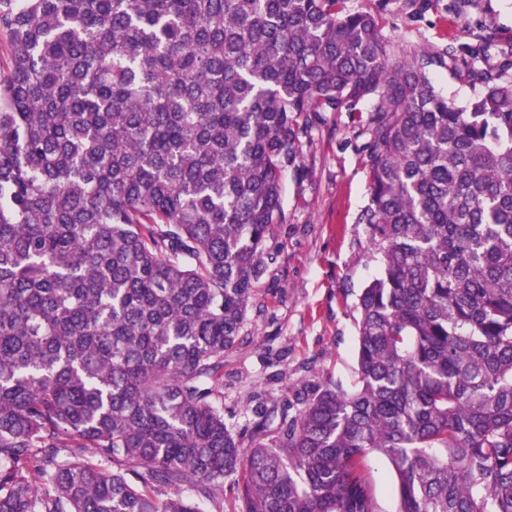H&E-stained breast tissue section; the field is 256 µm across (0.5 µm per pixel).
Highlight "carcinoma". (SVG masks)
Returning <instances> with one entry per match:
<instances>
[{"label": "carcinoma", "instance_id": "obj_1", "mask_svg": "<svg viewBox=\"0 0 512 512\" xmlns=\"http://www.w3.org/2000/svg\"><path fill=\"white\" fill-rule=\"evenodd\" d=\"M0 512H512V43L393 63L348 0H0ZM495 52H490V48ZM371 104L356 379L224 419L282 178ZM279 417L277 429L267 422ZM369 464L379 512H394L397 508V495L393 474L388 462L372 454Z\"/></svg>", "mask_w": 512, "mask_h": 512}]
</instances>
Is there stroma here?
<instances>
[{
    "mask_svg": "<svg viewBox=\"0 0 512 512\" xmlns=\"http://www.w3.org/2000/svg\"><path fill=\"white\" fill-rule=\"evenodd\" d=\"M382 35L395 56L423 52L440 91L466 108L476 88L442 62L449 43H465L480 20L496 25L500 44L512 43V0H474L456 18L448 0H387ZM369 105L324 113L300 170L283 177L286 223L256 285L246 343L224 356V417L258 442L255 412L286 406L289 385L331 376L351 385L356 368L358 297L376 274L366 225L369 199L366 145Z\"/></svg>",
    "mask_w": 512,
    "mask_h": 512,
    "instance_id": "obj_1",
    "label": "stroma"
}]
</instances>
